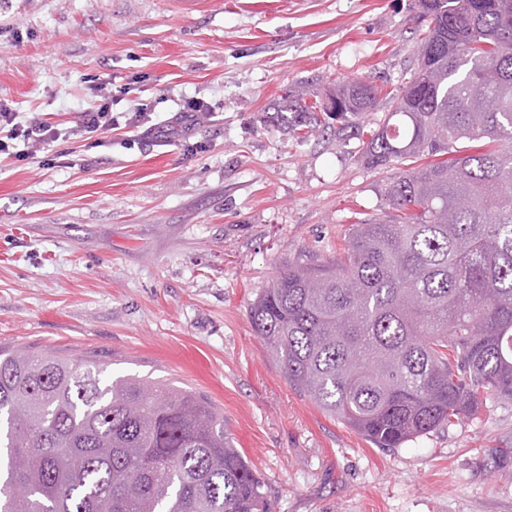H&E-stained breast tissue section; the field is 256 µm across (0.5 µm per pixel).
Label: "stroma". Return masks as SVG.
Masks as SVG:
<instances>
[{"instance_id": "35a3bbf8", "label": "stroma", "mask_w": 512, "mask_h": 512, "mask_svg": "<svg viewBox=\"0 0 512 512\" xmlns=\"http://www.w3.org/2000/svg\"><path fill=\"white\" fill-rule=\"evenodd\" d=\"M417 0H0V102L71 125L112 82L148 106L99 145L0 159V346L80 356L204 395L273 512H512V400L379 448L288 383L250 308L279 271L335 259L351 224L388 213L398 167L361 135L413 74ZM373 82L361 135L292 131L273 112ZM209 116L192 129L184 100Z\"/></svg>"}]
</instances>
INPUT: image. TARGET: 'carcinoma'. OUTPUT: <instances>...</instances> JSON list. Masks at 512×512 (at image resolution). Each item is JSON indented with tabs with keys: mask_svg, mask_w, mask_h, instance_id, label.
<instances>
[{
	"mask_svg": "<svg viewBox=\"0 0 512 512\" xmlns=\"http://www.w3.org/2000/svg\"><path fill=\"white\" fill-rule=\"evenodd\" d=\"M417 68L365 143L392 212L343 254L282 271L250 321L288 383L379 448L512 399V0H418ZM470 44L467 56L454 48ZM378 104L344 83L275 108L294 130L344 131ZM0 512H271L205 398L81 358L0 349Z\"/></svg>",
	"mask_w": 512,
	"mask_h": 512,
	"instance_id": "obj_1",
	"label": "carcinoma"
}]
</instances>
